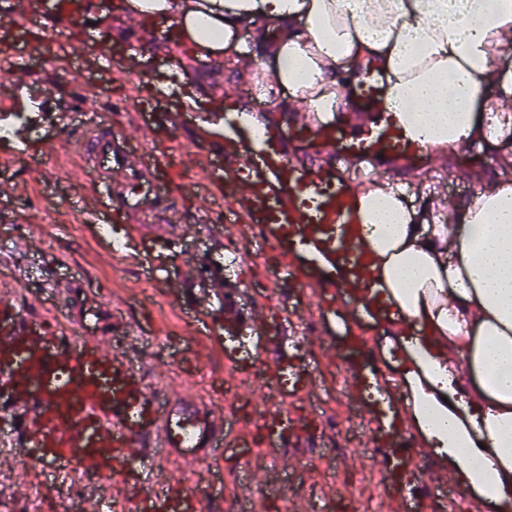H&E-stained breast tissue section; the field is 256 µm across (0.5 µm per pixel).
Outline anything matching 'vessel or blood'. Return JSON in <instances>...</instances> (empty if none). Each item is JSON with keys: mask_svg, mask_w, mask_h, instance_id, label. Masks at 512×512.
<instances>
[{"mask_svg": "<svg viewBox=\"0 0 512 512\" xmlns=\"http://www.w3.org/2000/svg\"><path fill=\"white\" fill-rule=\"evenodd\" d=\"M67 0H27L19 28L67 13ZM383 79L370 76L359 88L360 130L349 133L337 121H294L286 135L331 151L334 163L315 169L292 159L279 131L252 138L229 102L216 123L220 128L221 169L227 177L213 184L225 200L224 221L246 224L257 250L286 256L281 275L289 287L311 291L318 301L339 305L336 333L343 348L358 356L348 378L355 407L364 412L369 441L381 478V492L394 512H425L435 491H450L447 479L415 475L416 453L410 433L392 398L373 385L364 370L369 354L356 326L401 324L397 311L376 302L378 282L361 235L359 197L342 177L341 166L358 162L375 169L388 161L418 166L425 144L409 135L382 103ZM89 192L105 188L109 206L97 221H133L144 203H159L173 193L166 159L131 149L111 128L90 139ZM236 325L269 337L277 351L262 397L255 399L253 430L263 447L279 453L320 439V418L303 419L291 409L301 396L314 397L313 380L284 336L272 334L265 312L246 317L234 299L224 303L223 324H211L209 337ZM123 330L130 340L144 327L121 328L111 305L88 295L81 282L67 285L56 319L31 316L9 295L0 296V421L20 437L29 463L36 465L55 492L62 512H210V491L190 487L165 474L172 461L202 464L225 451L228 430L224 407L197 399L183 389L157 387L126 352H109L104 337ZM112 478L105 487L104 478ZM274 477L239 497L241 512L255 500L275 496Z\"/></svg>", "mask_w": 512, "mask_h": 512, "instance_id": "b4317fda", "label": "vessel or blood"}]
</instances>
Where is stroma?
<instances>
[{
    "label": "stroma",
    "instance_id": "35a3bbf8",
    "mask_svg": "<svg viewBox=\"0 0 512 512\" xmlns=\"http://www.w3.org/2000/svg\"><path fill=\"white\" fill-rule=\"evenodd\" d=\"M104 45L129 42L141 54L160 59L158 69L128 68L122 76H113L103 67L96 46L84 39H73L65 62L47 66L43 59L54 54L56 46L42 38L36 58L30 59L32 75L28 85L19 89L13 111L25 113L13 122L8 137H0V184L11 187L0 195V268L9 276L0 279V290L13 292L18 302L42 313H54L58 304L54 286L57 281L76 279L103 298L110 299L119 316L127 323H152L157 335L182 336L203 347L206 362L192 375L179 372L169 345L145 341L134 349L133 360L148 372L153 383L180 385L202 397L226 395L228 381H235L237 398L259 394L265 381L259 359L246 356L239 372L225 364L224 348L194 334L197 322L213 321L221 315L220 299L224 290H235L242 310L264 307L273 328L292 333L310 323L331 322V314H320L317 300L310 293L296 291L292 296L275 293L269 270L278 265L277 253L254 254L246 247L248 230L242 224H228L219 208L205 201L206 185L200 167L184 171L181 191L175 192L171 209H148L139 217L143 224H168L179 238L180 260L166 263V276L180 275L181 259L222 271L220 282L186 284L179 301H172L161 284L148 279L151 265L157 264L160 247L133 236L131 225H123L128 247L120 253L110 251L99 236L97 224L73 209H53L57 196L67 195L83 202L89 180V165L81 146L84 137L100 123H111L123 132L130 146L141 152L167 157L178 166L183 152L192 149L208 130L199 117L187 118L171 134L145 136L133 114L137 96L145 82H166L171 70H178L188 82L213 97L232 102L244 101L255 113L267 118L270 126L287 131L292 112L272 111L253 89V80L243 78L231 57L218 56L201 61L189 46H176L162 39H152L133 29L127 14L108 9L99 21ZM88 102V113L76 116L68 129H61L58 118L67 112L74 95ZM58 143L44 167L43 179L31 178L22 163L12 161L18 146L38 153L42 138ZM500 174L496 159L480 145L473 144L443 154L429 152L419 168L409 170L388 166L370 174L351 164L343 175L352 187L370 178L399 182L407 203L420 201L422 191L436 189L443 196L464 200L474 191L495 181ZM53 209V221H42L45 209ZM368 347L372 366L382 387L393 399H401L399 371L396 365L398 339L377 330L371 333ZM303 364L319 385L316 403L298 400L294 410L299 415L316 411L332 424L330 435L308 448L303 458L289 456V465L304 461L317 480L333 477L337 492L359 494L358 512H386L380 491V478L374 463V450L364 433L366 424L354 410L349 398L337 394L336 381L347 374L346 366L328 346L305 347ZM224 472V493L216 497L212 512H228L247 474L267 472L260 460L238 466L234 459L220 460ZM31 483V505L43 512L49 498L46 486L32 473H19L14 455L0 456V500L11 501L21 480Z\"/></svg>",
    "mask_w": 512,
    "mask_h": 512
}]
</instances>
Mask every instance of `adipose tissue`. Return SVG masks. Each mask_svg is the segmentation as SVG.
Returning <instances> with one entry per match:
<instances>
[{"instance_id": "ef3b65f1", "label": "adipose tissue", "mask_w": 512, "mask_h": 512, "mask_svg": "<svg viewBox=\"0 0 512 512\" xmlns=\"http://www.w3.org/2000/svg\"><path fill=\"white\" fill-rule=\"evenodd\" d=\"M176 21L177 40L261 74L259 97L306 118L347 110L365 75L436 152L482 144L512 163V0H129ZM249 29V40L238 37ZM383 303L411 333L400 352L408 423L453 481L487 507L512 500V182L469 201L397 184L359 189Z\"/></svg>"}]
</instances>
